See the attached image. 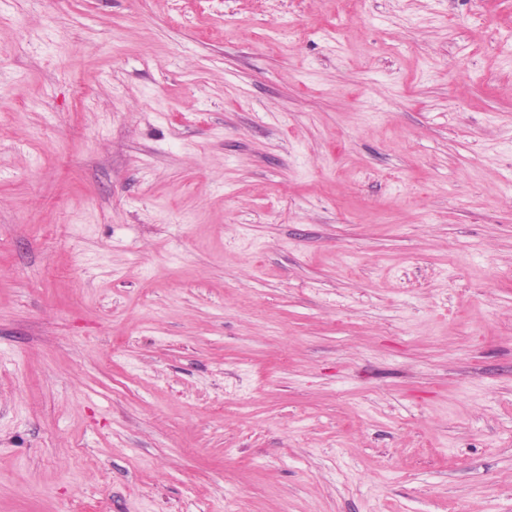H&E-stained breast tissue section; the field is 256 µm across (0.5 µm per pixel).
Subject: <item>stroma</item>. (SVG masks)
<instances>
[{
	"instance_id": "obj_1",
	"label": "stroma",
	"mask_w": 512,
	"mask_h": 512,
	"mask_svg": "<svg viewBox=\"0 0 512 512\" xmlns=\"http://www.w3.org/2000/svg\"><path fill=\"white\" fill-rule=\"evenodd\" d=\"M0 512H512V0H0Z\"/></svg>"
}]
</instances>
